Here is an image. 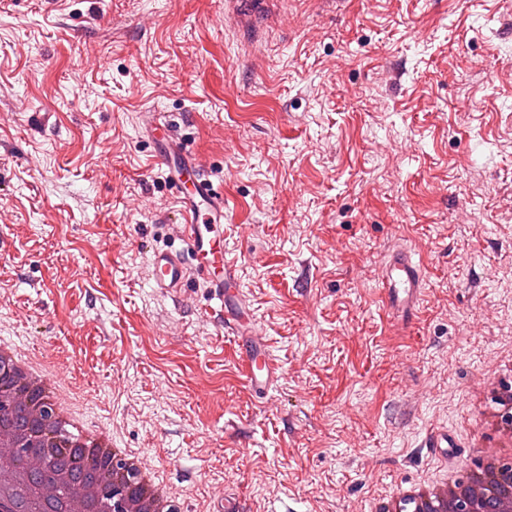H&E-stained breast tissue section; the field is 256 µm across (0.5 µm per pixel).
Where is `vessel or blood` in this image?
I'll list each match as a JSON object with an SVG mask.
<instances>
[{"label":"vessel or blood","mask_w":512,"mask_h":512,"mask_svg":"<svg viewBox=\"0 0 512 512\" xmlns=\"http://www.w3.org/2000/svg\"><path fill=\"white\" fill-rule=\"evenodd\" d=\"M155 156L160 165L168 167L178 187L181 218L198 265L189 267L180 251L156 250L150 258V278L156 288L176 298L192 272L205 274L215 301L213 312L237 347L242 380L257 395H265L277 378L278 366L269 351L255 342L246 309L231 293L237 285V274L235 267L224 260L223 241L204 236L201 231L202 225L223 217L224 195L205 179L194 158L176 140L158 141ZM380 282L382 305L403 325L412 326L424 291L421 263L411 252L396 250L386 260Z\"/></svg>","instance_id":"1"}]
</instances>
